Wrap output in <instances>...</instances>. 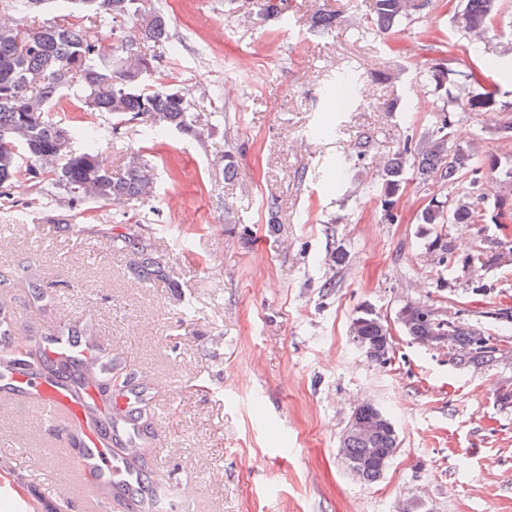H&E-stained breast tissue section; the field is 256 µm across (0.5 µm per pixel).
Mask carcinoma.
<instances>
[{
  "instance_id": "1",
  "label": "carcinoma",
  "mask_w": 512,
  "mask_h": 512,
  "mask_svg": "<svg viewBox=\"0 0 512 512\" xmlns=\"http://www.w3.org/2000/svg\"><path fill=\"white\" fill-rule=\"evenodd\" d=\"M419 8L414 0H373L371 29L386 33ZM48 9L55 11L56 20H42ZM2 15L6 20H0V199L7 197L9 183L23 173L37 182L51 178L74 200L152 201L156 195L153 167L137 154L128 160L122 175L114 176L102 167L99 148L123 121L142 124L150 138L161 137L168 130L198 135L194 112L200 108L201 96L175 85L157 84L155 58L143 51L149 44L169 41L165 14L159 9H143L139 0H0ZM497 16L498 0H460L453 22L480 42L487 38ZM128 20L129 26L125 25ZM89 23L111 25V52L101 51V41L90 34ZM336 24V14L318 12L309 34L322 39ZM499 70V58L488 53L479 66L467 70H451L445 62L429 67L426 77L444 100L440 120L417 140L404 142L383 158L378 191L388 222L397 220L394 207L409 179L457 184L475 170L476 150L448 146L451 114L456 107L467 112H497L499 89L494 76ZM356 82L352 71L341 70L328 87V96L341 107ZM71 97L79 101L80 111L109 114L116 124L57 120L55 113L61 111V103ZM485 164L492 176L484 183L478 179L470 182L454 204L430 200L419 218L422 235L441 224H477L492 209L496 211L494 221L505 218L501 207L512 199V170H502L494 156ZM112 245L128 252L130 269L139 279L172 281V270L155 256L156 244L151 238L123 232L112 236ZM428 250L437 254L439 264L447 262V239L435 235ZM415 329L423 335L434 331L457 337L474 364L491 360L496 352L479 328L434 311L418 320ZM349 334L363 336L379 347L390 329L380 316L365 310L351 320ZM0 350L31 365H55L43 346L29 338H6ZM151 429L146 410L141 421L143 440L122 448L140 468ZM341 445L348 449L350 459L369 448L393 447L386 434L366 441L348 432Z\"/></svg>"
}]
</instances>
